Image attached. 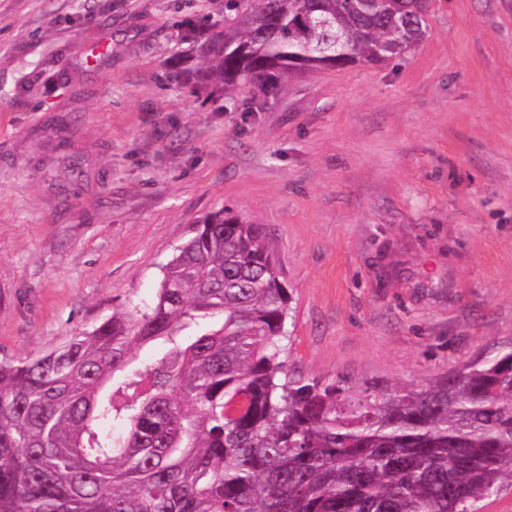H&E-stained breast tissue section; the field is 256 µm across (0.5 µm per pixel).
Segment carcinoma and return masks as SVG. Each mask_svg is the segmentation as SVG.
<instances>
[{
    "label": "carcinoma",
    "mask_w": 512,
    "mask_h": 512,
    "mask_svg": "<svg viewBox=\"0 0 512 512\" xmlns=\"http://www.w3.org/2000/svg\"><path fill=\"white\" fill-rule=\"evenodd\" d=\"M427 33L414 0H225L168 64L269 94ZM290 312L263 225L196 219L152 304L0 363V512H480L512 482V351L420 390L323 385L288 375Z\"/></svg>",
    "instance_id": "1"
}]
</instances>
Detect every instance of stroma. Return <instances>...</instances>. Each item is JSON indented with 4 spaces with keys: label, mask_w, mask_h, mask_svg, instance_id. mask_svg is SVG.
I'll list each match as a JSON object with an SVG mask.
<instances>
[{
    "label": "stroma",
    "mask_w": 512,
    "mask_h": 512,
    "mask_svg": "<svg viewBox=\"0 0 512 512\" xmlns=\"http://www.w3.org/2000/svg\"><path fill=\"white\" fill-rule=\"evenodd\" d=\"M224 0H0V363L152 303L197 217L263 225L290 376L420 389L512 350V0L270 95L168 79Z\"/></svg>",
    "instance_id": "stroma-1"
}]
</instances>
